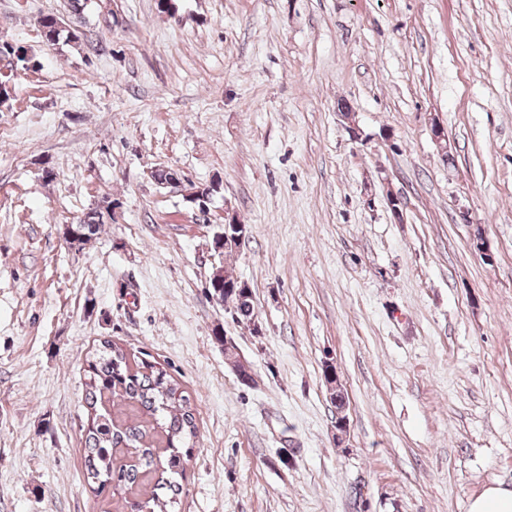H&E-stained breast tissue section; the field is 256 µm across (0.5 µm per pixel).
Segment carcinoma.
<instances>
[{
  "label": "carcinoma",
  "instance_id": "carcinoma-1",
  "mask_svg": "<svg viewBox=\"0 0 512 512\" xmlns=\"http://www.w3.org/2000/svg\"><path fill=\"white\" fill-rule=\"evenodd\" d=\"M50 44L61 35L81 40L58 17L39 20ZM107 203L87 214L88 224H69L77 247L96 236ZM85 402L90 410L84 441L85 482L99 495L107 489L123 501L133 496L147 512H176L183 494L185 464L198 426L190 400L167 370L104 340L88 361Z\"/></svg>",
  "mask_w": 512,
  "mask_h": 512
}]
</instances>
